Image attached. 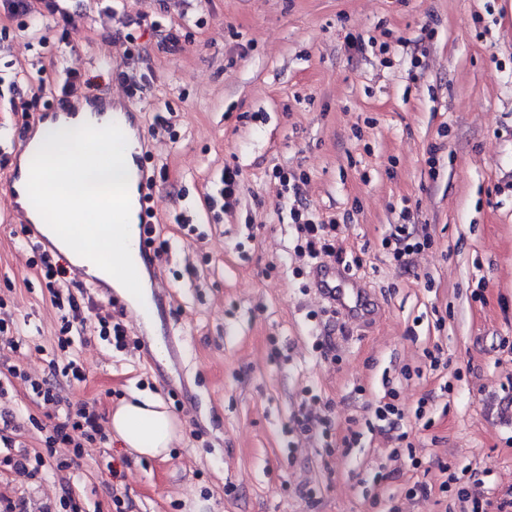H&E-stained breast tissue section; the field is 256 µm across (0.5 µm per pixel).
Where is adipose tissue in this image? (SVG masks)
Returning a JSON list of instances; mask_svg holds the SVG:
<instances>
[{
	"instance_id": "adipose-tissue-1",
	"label": "adipose tissue",
	"mask_w": 512,
	"mask_h": 512,
	"mask_svg": "<svg viewBox=\"0 0 512 512\" xmlns=\"http://www.w3.org/2000/svg\"><path fill=\"white\" fill-rule=\"evenodd\" d=\"M113 437L130 452L149 458L167 457L182 437L180 420L157 396L132 392L109 419Z\"/></svg>"
}]
</instances>
